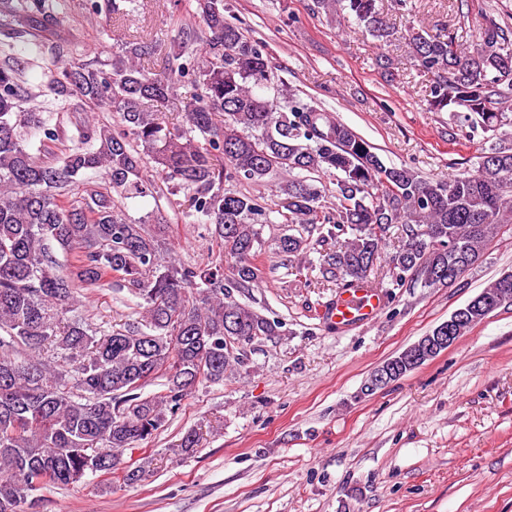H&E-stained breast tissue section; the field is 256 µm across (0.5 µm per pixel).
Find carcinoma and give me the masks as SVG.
<instances>
[{
  "mask_svg": "<svg viewBox=\"0 0 512 512\" xmlns=\"http://www.w3.org/2000/svg\"><path fill=\"white\" fill-rule=\"evenodd\" d=\"M64 2L0 0L14 59L44 54L42 37L59 24ZM314 10H346L377 40L403 42L430 78L431 110L469 112L486 128L502 122L512 99L508 20L489 15L461 41L422 28L400 34L377 0H314ZM154 56L159 70L141 67ZM274 83L262 45L224 18V0H193L166 43L134 35L106 64H58L47 83L57 111L78 99L112 121L83 122L72 148L48 158L31 153L22 130L43 145L57 140L53 112L24 109L33 98L24 69L0 66V512H18L33 472L62 486L115 472L119 453L156 435L197 383L224 381L246 346L279 335V321L234 297L260 282L256 258L272 214L288 225L274 239L283 255L303 253L314 231L322 247L339 243L322 264L338 293L368 280L393 224L405 234L392 258L398 287L410 272L426 287L453 285L499 225L512 224L511 144L491 148L473 173L426 181L386 166L315 98L291 93L281 110L258 93ZM179 85L193 93L184 126L171 128L148 103ZM90 173L105 186L64 203ZM326 173L338 174L334 206L326 205L331 190L317 185ZM276 175L286 184L272 207L246 189ZM134 194L153 198L150 219L126 218L124 200ZM179 195L185 216L211 227L223 259L193 266L164 251L163 203ZM57 245L76 253L64 273ZM114 285L139 299L140 320L98 336L85 318L65 319L85 293ZM159 376L166 389L144 394ZM93 446L111 449L103 469L79 452ZM152 466L142 458L123 471L124 484L144 480Z\"/></svg>",
  "mask_w": 512,
  "mask_h": 512,
  "instance_id": "obj_1",
  "label": "carcinoma"
}]
</instances>
